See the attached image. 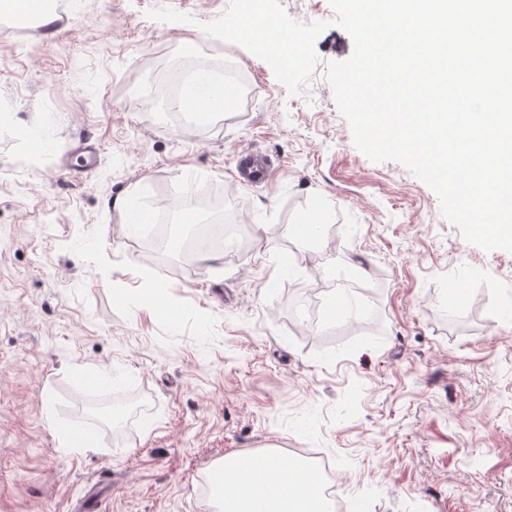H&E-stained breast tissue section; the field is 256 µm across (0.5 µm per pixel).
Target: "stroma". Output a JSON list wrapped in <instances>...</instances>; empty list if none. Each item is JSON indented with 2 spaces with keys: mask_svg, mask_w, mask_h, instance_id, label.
<instances>
[{
  "mask_svg": "<svg viewBox=\"0 0 512 512\" xmlns=\"http://www.w3.org/2000/svg\"><path fill=\"white\" fill-rule=\"evenodd\" d=\"M65 2L0 24V512H77L94 486L102 512H213L208 468L242 452L315 474L327 455L341 512H512V252L469 243L404 165L357 149L326 79L350 35H318L292 96L201 30L228 0ZM162 5L192 23L147 18ZM191 58L245 75L234 108L142 110ZM83 137L97 165L63 167ZM245 150L267 182L242 178ZM207 191L247 243L192 265L150 260L117 207L159 220ZM310 218L318 232L295 237ZM159 290L168 307L149 304ZM94 397L136 403L97 447H63Z\"/></svg>",
  "mask_w": 512,
  "mask_h": 512,
  "instance_id": "35a3bbf8",
  "label": "stroma"
}]
</instances>
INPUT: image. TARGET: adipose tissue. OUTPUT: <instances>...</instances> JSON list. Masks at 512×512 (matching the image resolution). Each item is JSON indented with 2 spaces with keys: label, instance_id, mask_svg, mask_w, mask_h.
<instances>
[{
  "label": "adipose tissue",
  "instance_id": "obj_1",
  "mask_svg": "<svg viewBox=\"0 0 512 512\" xmlns=\"http://www.w3.org/2000/svg\"><path fill=\"white\" fill-rule=\"evenodd\" d=\"M237 457L213 465L224 481L217 512H331L317 479L300 466L281 471L270 455L260 457L249 477H241Z\"/></svg>",
  "mask_w": 512,
  "mask_h": 512
}]
</instances>
